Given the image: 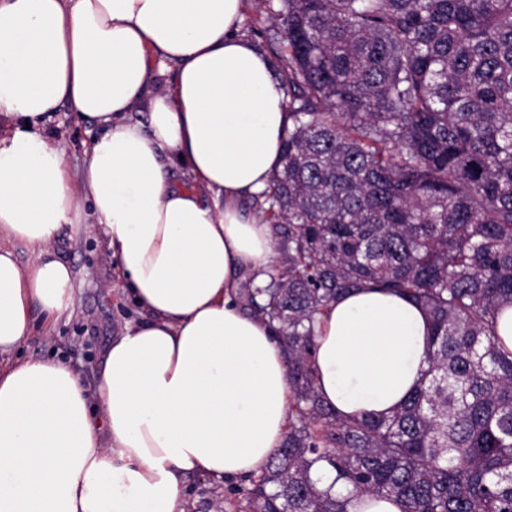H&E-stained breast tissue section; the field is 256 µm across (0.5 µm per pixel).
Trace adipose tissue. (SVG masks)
Returning <instances> with one entry per match:
<instances>
[{
	"instance_id": "adipose-tissue-1",
	"label": "adipose tissue",
	"mask_w": 512,
	"mask_h": 512,
	"mask_svg": "<svg viewBox=\"0 0 512 512\" xmlns=\"http://www.w3.org/2000/svg\"><path fill=\"white\" fill-rule=\"evenodd\" d=\"M243 10L0 0V355L36 314L72 305L55 243L86 208L141 315L106 349L96 394L62 362H0V512H186L187 479L259 476L284 439V345L237 295L273 268L271 227L241 204L280 168L290 118L268 59L238 34ZM167 61L174 82L154 91ZM143 101L146 126L126 122ZM64 106L100 129L76 171L49 133ZM176 162L194 188L170 186ZM427 329L395 293L330 304L313 353L320 396L346 416L390 413L426 367Z\"/></svg>"
}]
</instances>
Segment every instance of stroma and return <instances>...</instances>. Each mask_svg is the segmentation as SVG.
<instances>
[{"label": "stroma", "mask_w": 512, "mask_h": 512, "mask_svg": "<svg viewBox=\"0 0 512 512\" xmlns=\"http://www.w3.org/2000/svg\"><path fill=\"white\" fill-rule=\"evenodd\" d=\"M240 33L275 60L277 45L264 12L254 0H246ZM89 123L77 120L68 110L57 112L50 132L61 144L70 167H82L90 143ZM58 249L76 274L75 305L60 316L52 330L35 325L13 356L64 361L77 372L87 388H94L102 355L126 322L137 316L123 281L106 254L97 228L92 224L64 227ZM246 480L218 483L205 476L187 481V512H243Z\"/></svg>", "instance_id": "35a3bbf8"}]
</instances>
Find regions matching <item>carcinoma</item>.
I'll use <instances>...</instances> for the list:
<instances>
[{
  "mask_svg": "<svg viewBox=\"0 0 512 512\" xmlns=\"http://www.w3.org/2000/svg\"><path fill=\"white\" fill-rule=\"evenodd\" d=\"M292 126L259 194L287 240L241 296L278 325L293 401L246 512H512V0H257ZM360 288L422 308L427 368L383 416L320 397L319 317ZM336 473L341 491L313 474ZM352 504L350 512H401L395 502L372 496H362Z\"/></svg>",
  "mask_w": 512,
  "mask_h": 512,
  "instance_id": "obj_1",
  "label": "carcinoma"
}]
</instances>
